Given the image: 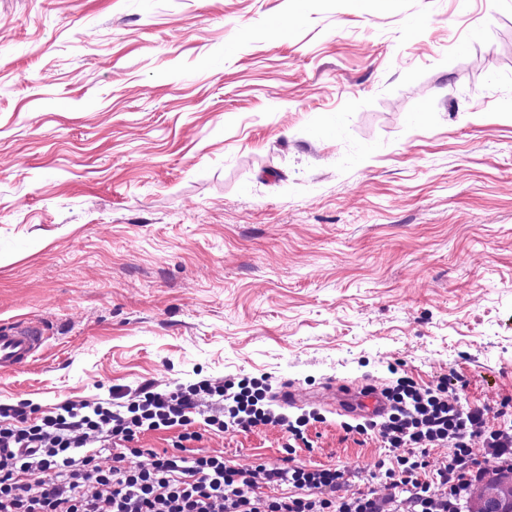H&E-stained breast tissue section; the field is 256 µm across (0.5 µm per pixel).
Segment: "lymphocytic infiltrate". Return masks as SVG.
<instances>
[{
    "instance_id": "obj_1",
    "label": "lymphocytic infiltrate",
    "mask_w": 512,
    "mask_h": 512,
    "mask_svg": "<svg viewBox=\"0 0 512 512\" xmlns=\"http://www.w3.org/2000/svg\"><path fill=\"white\" fill-rule=\"evenodd\" d=\"M448 390L444 383L402 381L390 413L365 423L388 447L383 490L348 497L341 493L345 473L336 468L243 469L218 455L148 454L141 448L132 454L149 456V466L124 467V447L138 433L179 426L185 439H194L191 427L207 395L215 399L210 415H203L208 426L248 431L279 425L287 433L286 451H293L305 418L259 408L262 394L249 380L234 391L221 385L158 391L146 382L125 409L69 401L37 424L29 423L26 405L1 404L0 512H462L485 463L512 469V425L485 428L483 409L449 400ZM94 444L112 450V468L88 454ZM477 444L485 450L480 459L473 453ZM437 447L450 448L448 461L432 480H423L431 468L429 451ZM266 484L283 491L267 495Z\"/></svg>"
}]
</instances>
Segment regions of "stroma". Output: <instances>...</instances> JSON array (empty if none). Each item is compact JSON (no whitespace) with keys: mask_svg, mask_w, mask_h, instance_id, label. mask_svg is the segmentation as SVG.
Listing matches in <instances>:
<instances>
[{"mask_svg":"<svg viewBox=\"0 0 512 512\" xmlns=\"http://www.w3.org/2000/svg\"><path fill=\"white\" fill-rule=\"evenodd\" d=\"M0 373L38 422L115 389L266 380L282 427L140 434L249 468L344 469L329 403L448 382L512 419V0H0ZM48 336L43 324L17 320L0 326V372L12 373L33 363Z\"/></svg>","mask_w":512,"mask_h":512,"instance_id":"stroma-1","label":"stroma"}]
</instances>
